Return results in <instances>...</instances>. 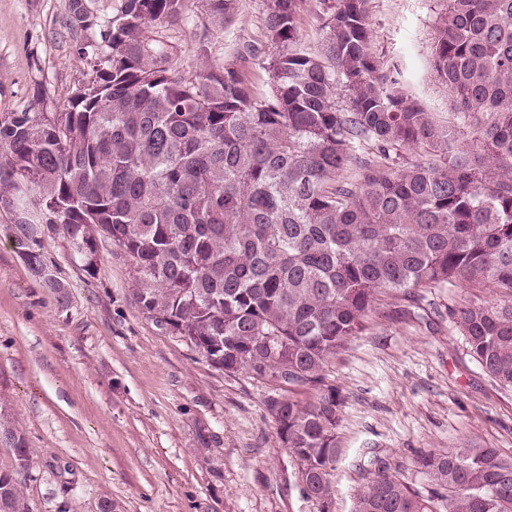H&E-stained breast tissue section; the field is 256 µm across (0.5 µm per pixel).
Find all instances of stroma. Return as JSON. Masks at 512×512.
I'll list each match as a JSON object with an SVG mask.
<instances>
[{
  "label": "stroma",
  "mask_w": 512,
  "mask_h": 512,
  "mask_svg": "<svg viewBox=\"0 0 512 512\" xmlns=\"http://www.w3.org/2000/svg\"><path fill=\"white\" fill-rule=\"evenodd\" d=\"M91 25L69 24V0H0V113H54L92 76L78 48L99 41L118 0H88ZM372 48L398 62L404 89L428 111L454 110L429 67L444 0H368ZM266 0H239L222 26H202L198 0L177 24L150 34L176 45L182 65L223 63L265 45ZM210 47L200 59V42ZM69 295L60 306L18 255L0 212V410L30 448L22 485L30 512H320L298 479L268 408L283 390L245 373L225 375L171 331L146 318L128 265L107 243L88 275L62 232L41 243ZM486 288H422L416 300L379 295L361 333L326 367L340 391L342 454L332 512H351L379 463L419 494L430 485L419 456L475 440L512 459V389L494 382L452 322L463 302H491Z\"/></svg>",
  "instance_id": "35a3bbf8"
}]
</instances>
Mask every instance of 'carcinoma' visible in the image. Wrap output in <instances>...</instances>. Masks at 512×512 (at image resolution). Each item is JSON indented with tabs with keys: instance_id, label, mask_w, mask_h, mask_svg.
<instances>
[{
	"instance_id": "carcinoma-1",
	"label": "carcinoma",
	"mask_w": 512,
	"mask_h": 512,
	"mask_svg": "<svg viewBox=\"0 0 512 512\" xmlns=\"http://www.w3.org/2000/svg\"><path fill=\"white\" fill-rule=\"evenodd\" d=\"M92 49L93 77L50 116L0 114V210L36 278L38 225L59 228L86 271L89 241L129 266L142 313L227 375L245 371L314 401L269 400L308 497L331 495L341 455L330 359L363 330L378 295L455 285L454 323L484 371L512 388V0H445L430 67L455 101L441 121L403 91L400 64L371 48L367 0H318L322 48H297L301 0H266L271 90L237 59L190 70L149 34L188 0H119ZM222 26L238 0H201ZM72 27L90 25L70 0ZM346 96L338 105V92ZM414 152L408 158L404 152ZM0 471V512H29L30 449ZM422 499L379 467L353 512H512V461L466 442L422 455Z\"/></svg>"
}]
</instances>
